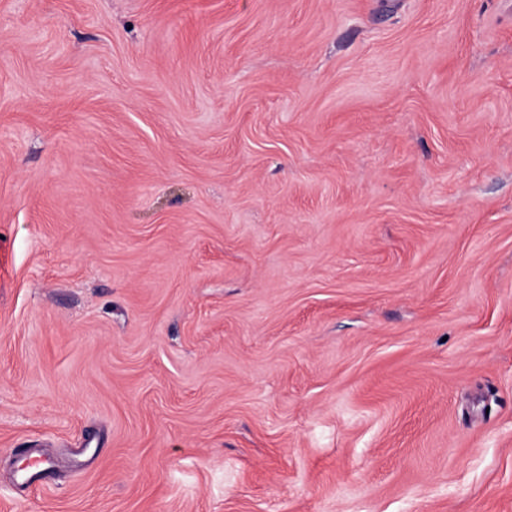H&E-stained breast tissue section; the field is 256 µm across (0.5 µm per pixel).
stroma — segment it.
I'll return each mask as SVG.
<instances>
[{"mask_svg": "<svg viewBox=\"0 0 512 512\" xmlns=\"http://www.w3.org/2000/svg\"><path fill=\"white\" fill-rule=\"evenodd\" d=\"M0 512H512V0H0Z\"/></svg>", "mask_w": 512, "mask_h": 512, "instance_id": "obj_1", "label": "stroma"}]
</instances>
